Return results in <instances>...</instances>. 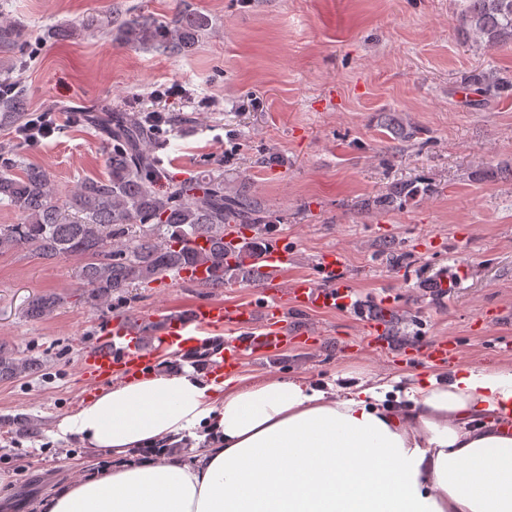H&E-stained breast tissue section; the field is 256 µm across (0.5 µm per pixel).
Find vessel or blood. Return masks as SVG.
Masks as SVG:
<instances>
[{
	"label": "vessel or blood",
	"mask_w": 512,
	"mask_h": 512,
	"mask_svg": "<svg viewBox=\"0 0 512 512\" xmlns=\"http://www.w3.org/2000/svg\"><path fill=\"white\" fill-rule=\"evenodd\" d=\"M292 258L287 242H271L261 258L262 272L271 274V287L283 288L286 301L259 297L248 306H227L200 300L187 309L157 313L139 324H116L92 340L82 357V370L101 382L129 378L131 373L153 367L162 353L178 356L194 350L205 353L218 371L238 365L246 355L267 356L287 346L288 315L345 308L350 304L343 284L344 258L335 251L322 255L319 266L324 281L302 278L281 284L274 272L284 270ZM228 337H218L220 329Z\"/></svg>",
	"instance_id": "vessel-or-blood-1"
}]
</instances>
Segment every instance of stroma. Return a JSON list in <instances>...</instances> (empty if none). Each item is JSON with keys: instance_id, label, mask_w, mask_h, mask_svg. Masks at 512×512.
<instances>
[{"instance_id": "1", "label": "stroma", "mask_w": 512, "mask_h": 512, "mask_svg": "<svg viewBox=\"0 0 512 512\" xmlns=\"http://www.w3.org/2000/svg\"><path fill=\"white\" fill-rule=\"evenodd\" d=\"M211 28L186 54L115 41L114 23L172 17L180 2ZM464 0H0V22L25 32L0 47V80L16 84L29 111L53 110L57 131L35 146L0 128V145L20 164L43 167L59 190L107 171L109 146L72 113L111 100L125 112L162 111L159 138L168 173L196 179L213 167L246 183L269 210L272 234L295 262L281 277H318L320 256L337 250L352 308L296 312L290 322L316 335L279 354L247 356V377L352 372L391 378L447 375L461 367L512 365V91L479 96L474 77L512 81V43L487 48L464 39ZM177 96H167L171 86ZM420 130L394 139L390 118ZM432 191L385 210L365 199L397 185ZM404 257L393 264L391 253ZM80 262L32 250L0 254V347L41 365L0 380V500L39 512L46 492L107 469L108 451L78 436L53 439L61 417L101 388L85 378V346L117 319H140L200 298L235 305L255 287H188L178 280L137 286L108 305L75 302ZM448 272L447 294L431 284ZM54 292L65 302L46 320L22 315L28 300ZM390 300L389 346L377 350L370 324ZM451 339L458 355L430 361L428 344Z\"/></svg>"}]
</instances>
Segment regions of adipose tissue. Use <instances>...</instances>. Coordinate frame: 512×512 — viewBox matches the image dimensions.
<instances>
[{
  "label": "adipose tissue",
  "mask_w": 512,
  "mask_h": 512,
  "mask_svg": "<svg viewBox=\"0 0 512 512\" xmlns=\"http://www.w3.org/2000/svg\"><path fill=\"white\" fill-rule=\"evenodd\" d=\"M56 428L118 465L44 512H512V365L342 385L151 372ZM191 429L213 436L191 462L124 461Z\"/></svg>",
  "instance_id": "ef3b65f1"
}]
</instances>
